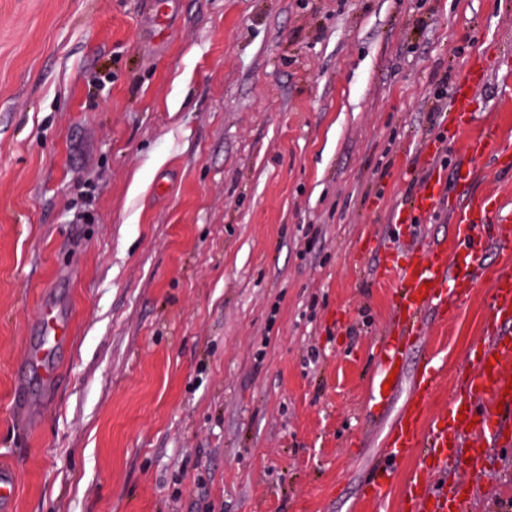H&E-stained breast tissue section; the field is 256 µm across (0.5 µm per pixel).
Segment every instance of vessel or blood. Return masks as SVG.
I'll use <instances>...</instances> for the list:
<instances>
[{
	"mask_svg": "<svg viewBox=\"0 0 512 512\" xmlns=\"http://www.w3.org/2000/svg\"><path fill=\"white\" fill-rule=\"evenodd\" d=\"M482 73H468L458 83L448 107L449 121L459 129L470 124V94L481 83ZM494 128L488 127L467 142L472 163L493 148ZM441 178L429 176L425 189L400 208L395 220L404 224L413 217L431 213L444 199ZM496 200L472 195L456 208L453 219V244H434L411 253L396 263L392 280L397 288L395 306L400 324L397 336L387 337L379 346L380 383L402 371V357L412 335L418 333L427 311L444 308L449 298L466 299L475 286L477 269L488 245H497L504 256H512V225L490 224L487 214ZM453 285L454 296L444 292ZM41 327L50 346L64 345L70 335V319L62 306L46 301ZM34 358L42 369L48 389H56L62 376L52 365L48 348H37ZM435 377L424 370L415 382L413 394L386 435L390 460L416 455L425 468L410 479L409 491L400 512H464L470 499L468 484L452 482L437 489L433 477L446 473L451 462L468 463L470 470L482 471L492 448L512 441V265L496 274L490 290L485 335L477 356L456 378V392L447 408L433 413L429 402ZM14 479L8 466L0 465V512H13Z\"/></svg>",
	"mask_w": 512,
	"mask_h": 512,
	"instance_id": "1",
	"label": "vessel or blood"
}]
</instances>
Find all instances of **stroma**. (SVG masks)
Wrapping results in <instances>:
<instances>
[{"instance_id": "35a3bbf8", "label": "stroma", "mask_w": 512, "mask_h": 512, "mask_svg": "<svg viewBox=\"0 0 512 512\" xmlns=\"http://www.w3.org/2000/svg\"><path fill=\"white\" fill-rule=\"evenodd\" d=\"M0 0V463L16 512H355L425 355L447 407L503 258L424 322L372 398L403 247L452 241L454 175L512 145V0ZM487 71L454 131L439 82ZM448 202L398 224L427 141ZM512 222V176L468 193ZM69 299L64 383L12 419L42 298ZM471 512H512V446ZM496 136L493 127L484 128L481 133L472 136L467 142L466 150V154H468L471 161H479L493 150Z\"/></svg>"}]
</instances>
